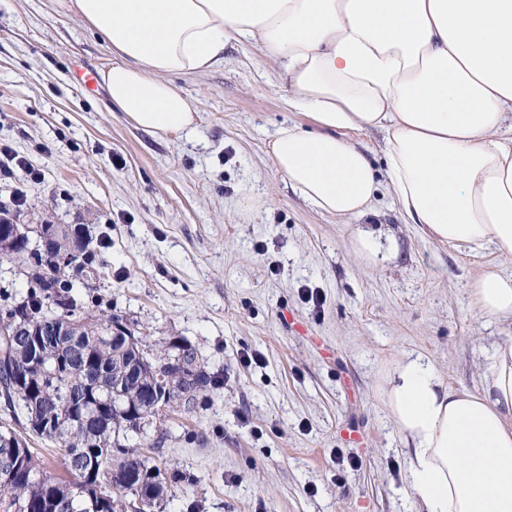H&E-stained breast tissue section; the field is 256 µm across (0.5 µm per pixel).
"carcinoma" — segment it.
Returning <instances> with one entry per match:
<instances>
[{
	"label": "carcinoma",
	"instance_id": "carcinoma-1",
	"mask_svg": "<svg viewBox=\"0 0 512 512\" xmlns=\"http://www.w3.org/2000/svg\"><path fill=\"white\" fill-rule=\"evenodd\" d=\"M0 259L25 265L29 284L21 302L0 307V327L11 330L14 319L24 328L21 336L0 334V397L4 423L12 426L0 435L17 445L27 471L22 482L0 483V512H72L88 496L100 502L99 512H163L166 481L129 443L130 434L140 433L129 410L154 421L193 405L211 385L197 352L174 346L197 370L196 381L185 387L164 367L165 358L149 353L144 337L112 336L119 317L85 311L76 298L78 276L104 264L93 245L69 271L27 258L6 238H0ZM63 320L74 323L75 335H46ZM155 406L166 411L158 416ZM21 429L64 448V476L41 470ZM86 461L96 466L92 477L83 469ZM133 474L145 478L137 490L127 480Z\"/></svg>",
	"mask_w": 512,
	"mask_h": 512
}]
</instances>
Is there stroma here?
Segmentation results:
<instances>
[{
	"mask_svg": "<svg viewBox=\"0 0 512 512\" xmlns=\"http://www.w3.org/2000/svg\"><path fill=\"white\" fill-rule=\"evenodd\" d=\"M114 59L70 0H0V147L35 172L0 166V204L20 191L25 223L83 225L105 260L78 291L85 306L111 308L156 353L192 345L213 377L193 410L133 439L167 478L164 512H417L382 380L414 353L479 391L512 326L481 315L469 288L492 265L512 274V257L404 223L383 178L367 216L305 203L268 148L281 126L314 123L289 109L258 43L172 77L198 110L182 135L136 127L77 82L75 66ZM364 227L396 256L362 261Z\"/></svg>",
	"mask_w": 512,
	"mask_h": 512,
	"instance_id": "obj_1",
	"label": "stroma"
}]
</instances>
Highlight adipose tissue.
<instances>
[{
  "label": "adipose tissue",
  "instance_id": "1",
  "mask_svg": "<svg viewBox=\"0 0 512 512\" xmlns=\"http://www.w3.org/2000/svg\"><path fill=\"white\" fill-rule=\"evenodd\" d=\"M117 59L101 73L137 127L193 131L197 111L169 81L224 62L228 41L278 57L288 125L269 143L275 170L310 205L371 213L376 170L349 129L385 134V174L404 221L438 242L512 256V0H72ZM483 315L512 322V275L473 282ZM382 395L409 445L419 512H512V340L481 392L446 384L402 356Z\"/></svg>",
  "mask_w": 512,
  "mask_h": 512
}]
</instances>
